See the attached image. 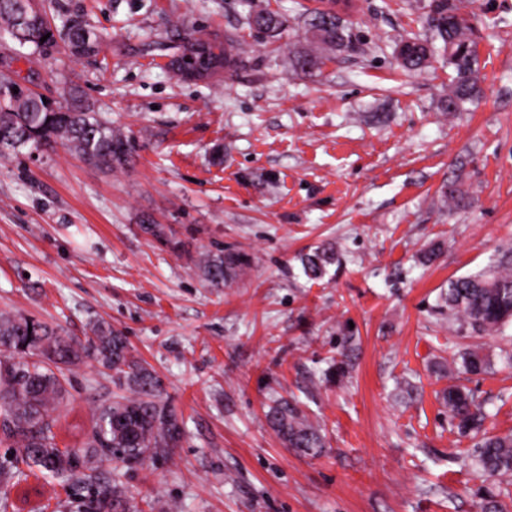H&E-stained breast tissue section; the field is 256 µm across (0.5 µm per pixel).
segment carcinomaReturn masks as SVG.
<instances>
[{
	"instance_id": "obj_1",
	"label": "carcinoma",
	"mask_w": 512,
	"mask_h": 512,
	"mask_svg": "<svg viewBox=\"0 0 512 512\" xmlns=\"http://www.w3.org/2000/svg\"><path fill=\"white\" fill-rule=\"evenodd\" d=\"M249 26L265 27L281 37L285 21L269 10L263 0H241ZM428 26L431 40L410 39L409 53L400 58L408 73L422 70L437 52L448 57L454 75L448 87L446 110L464 112L480 93L478 58L469 36V26L455 0H430ZM46 41H41L42 37ZM305 40L310 46L293 57L301 69L317 67L323 60L354 51L357 44L340 17L329 18L310 11L305 19ZM0 42L12 44L14 55L26 58L57 49L72 57H94L102 49L103 36L82 15L56 24L54 17L35 0H0ZM197 39L180 48L183 68L199 64L194 50ZM211 59L228 60L227 71L239 62L238 40L208 41ZM15 71L0 70V158L8 159L24 148L39 150L60 145L94 166L112 171L130 162V141L112 123L98 118L84 92L69 91L64 106L50 108L43 96L13 92ZM312 280L321 279L336 262L332 244L316 247L300 259ZM247 265L246 256L222 251L200 258L196 267L213 288H222ZM448 321L460 331L493 337L512 322V251L502 254L488 269L448 280L442 294ZM90 358L112 371V382L128 391L99 405L93 426L80 448H60L55 443V413L68 402V367ZM468 374L486 371L488 362L478 347L460 355ZM163 383L132 354L127 339L112 326L93 324L84 339L67 335L56 325L21 314L0 312V430L16 445L15 456L0 462V493L31 476L51 477L85 493L91 512H128L129 496L118 479L104 480V463L112 469L147 465L169 448L179 446L183 422L162 399ZM448 412L462 434L482 430L486 414L473 393L452 384L442 390ZM270 427L290 448L318 457L324 448L319 426L303 415L297 405L280 398L266 412ZM476 461L483 473L500 483H512V433L485 435L477 443Z\"/></svg>"
}]
</instances>
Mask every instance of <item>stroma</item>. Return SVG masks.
Masks as SVG:
<instances>
[{"label":"stroma","instance_id":"obj_1","mask_svg":"<svg viewBox=\"0 0 512 512\" xmlns=\"http://www.w3.org/2000/svg\"><path fill=\"white\" fill-rule=\"evenodd\" d=\"M81 14L102 53L13 62L64 102L79 85L128 135L133 158L101 170L62 147L0 161V311L84 336L103 322L160 377L185 436L155 463L120 469L133 504L157 512H481L500 496L474 466L440 392L451 355L475 344L437 311L449 279L512 249V0H457L478 51L480 99L444 108L446 59L405 74L395 49L428 35L429 0H355L360 40L293 67L315 0H270L278 45L240 0H43ZM236 34L241 65L220 83L165 65L189 36ZM457 184L459 204L441 202ZM160 224L158 241L141 228ZM336 247L320 281L301 255ZM224 247L249 265L212 288L196 268ZM490 369L460 375L493 434L512 432V325L480 341ZM59 447L91 432L116 388L84 359L68 371ZM293 397L320 425V457L287 447L265 412ZM7 512H84L56 482L11 488Z\"/></svg>","mask_w":512,"mask_h":512}]
</instances>
